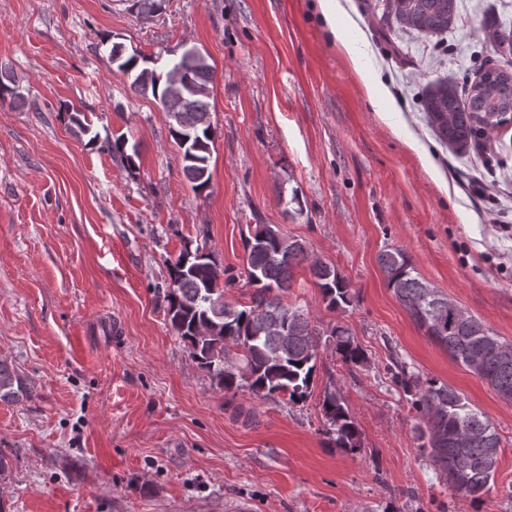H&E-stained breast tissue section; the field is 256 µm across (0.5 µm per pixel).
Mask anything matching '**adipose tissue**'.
<instances>
[{
	"mask_svg": "<svg viewBox=\"0 0 512 512\" xmlns=\"http://www.w3.org/2000/svg\"><path fill=\"white\" fill-rule=\"evenodd\" d=\"M316 8L327 24L339 51L347 59L350 67L362 83L367 96L375 102H382L386 99V92L380 80L371 78L366 65L363 62V55L359 50V42L354 34L358 30L353 20L339 22L338 17L344 9L340 0H317Z\"/></svg>",
	"mask_w": 512,
	"mask_h": 512,
	"instance_id": "obj_1",
	"label": "adipose tissue"
}]
</instances>
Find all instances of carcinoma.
Listing matches in <instances>:
<instances>
[{
	"label": "carcinoma",
	"instance_id": "1",
	"mask_svg": "<svg viewBox=\"0 0 512 512\" xmlns=\"http://www.w3.org/2000/svg\"><path fill=\"white\" fill-rule=\"evenodd\" d=\"M159 0H134L132 8L144 21L158 15ZM379 37L392 44L398 32L426 37L442 36L459 18L457 0H370L367 3ZM495 54L512 57V27L498 21L483 27ZM110 62L131 80L130 88L150 94L170 118V134L183 150V173L192 189L209 187L210 147L216 128L209 119L213 68L203 59L182 56L168 64L148 65L150 59L128 55L122 44L112 43ZM22 98L13 76L0 70V99ZM422 111L438 138L465 154L487 133L512 122V71L482 66L467 90L461 93L452 77L428 87ZM75 133L89 134L84 112L70 110ZM128 140L122 135L106 141L113 155L130 164ZM246 262L239 275L219 264L206 245L185 246L168 265L167 319L172 331L190 349L197 366L208 372L224 391L230 407L241 392L267 397L283 394L294 404L311 394L316 374L315 336L307 315L299 306L283 302L292 285L294 269L309 263L322 301L330 309H344L353 301L351 286L335 267L309 261L306 245L285 236L277 226L258 224L244 243ZM378 263L386 286L425 334L446 348L455 360L471 367L472 355L483 353L477 375L504 399L512 400V345L501 341L481 321L468 316L459 321L448 297L420 278L408 253L400 248L382 251ZM245 279L253 287L251 303L240 307L224 301V285ZM335 353L348 369L365 364L363 349L350 329L330 330ZM390 382L402 390L416 411L419 449L430 459L437 474L455 492L473 504L484 502L493 488L501 439L451 386L422 378L398 356L387 366ZM30 396V388L4 361H0V402L13 403ZM322 412L329 445L346 452L361 449L360 437L342 396L324 395Z\"/></svg>",
	"mask_w": 512,
	"mask_h": 512
}]
</instances>
